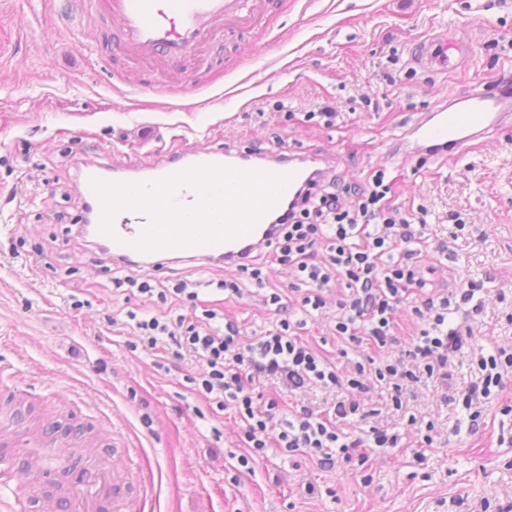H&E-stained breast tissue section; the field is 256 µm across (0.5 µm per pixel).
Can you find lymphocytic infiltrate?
<instances>
[{"label":"lymphocytic infiltrate","mask_w":512,"mask_h":512,"mask_svg":"<svg viewBox=\"0 0 512 512\" xmlns=\"http://www.w3.org/2000/svg\"><path fill=\"white\" fill-rule=\"evenodd\" d=\"M395 196L393 181L380 174L346 207L340 204L336 184L305 191L299 205L280 215L278 235L267 256L291 267L298 284L307 287L308 293L301 300L305 308H322L325 288L331 280H341L345 291L336 298L340 313L336 333L379 354V364L371 372L391 387L392 402L398 407L405 381L416 380L421 373L430 379H447L449 356L460 351L472 336L470 328L451 324L452 307L471 303L481 286L467 282L454 298L427 291L419 267L423 252L432 247L421 229L426 219L401 211ZM432 248L442 253L447 246L440 243ZM113 284L162 301L172 293L186 297L189 313L167 321L142 318L136 327L145 348L155 349L165 340L173 359L191 356L201 362L203 370L195 383L217 408L234 404L250 450L241 458V465L256 462L272 446L290 452L307 450L323 466L338 460L363 464L369 449L397 447V436L375 426L365 438L340 437L337 423L357 413L359 404L352 393L364 390L363 378L370 370L358 363L350 377H340L335 365L302 339L290 320H280L246 343L238 322L225 321L220 330L211 327L216 310L190 290L186 281H178L168 290L127 275L114 278ZM405 303L412 304L414 314L427 322L406 352L414 363L410 369L402 360L382 354L384 348L401 343L397 313ZM478 365L481 379L459 392L468 409L503 390V375L512 370V351L499 349L497 354L480 359ZM263 380L280 382L291 391L318 383L343 390L344 396L326 410L317 412L303 406L291 418L278 421L273 411L279 408V400L261 402L256 392L257 383Z\"/></svg>","instance_id":"1"}]
</instances>
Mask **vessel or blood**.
Returning <instances> with one entry per match:
<instances>
[{"instance_id":"b4317fda","label":"vessel or blood","mask_w":512,"mask_h":512,"mask_svg":"<svg viewBox=\"0 0 512 512\" xmlns=\"http://www.w3.org/2000/svg\"><path fill=\"white\" fill-rule=\"evenodd\" d=\"M112 23L120 48L130 56L182 62L194 56L218 26L247 28L264 18V0H110ZM512 125V95L474 92L423 113L395 146L401 154L427 152L456 156L468 142ZM321 174L305 158L279 155L273 164L245 151L237 161L222 152L177 153L148 170L134 164L107 169L85 166L81 195L87 217L105 253L113 260L153 269L169 255L198 261H223L230 268L254 259L275 238L271 217L287 210L302 183ZM135 211L140 224L120 223ZM15 447L37 451L42 478L73 465L60 440L39 446L0 418V437ZM110 483L97 465L85 467L68 493L70 512H98L109 498Z\"/></svg>"}]
</instances>
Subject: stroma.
<instances>
[{"instance_id": "obj_1", "label": "stroma", "mask_w": 512, "mask_h": 512, "mask_svg": "<svg viewBox=\"0 0 512 512\" xmlns=\"http://www.w3.org/2000/svg\"><path fill=\"white\" fill-rule=\"evenodd\" d=\"M67 13L64 0H0V370L20 389L0 406L12 421L30 432L49 417L58 436L92 440L93 458L125 473L116 489L132 512H512V375L479 419L443 400L479 378L480 357L512 348V128L453 162L390 150L417 113L512 77V0H270L271 25L222 33L179 65L126 56L107 14L82 27ZM444 36L460 51L422 62L424 44ZM324 106L334 126L316 118ZM192 147L313 155L347 187L381 171L398 204L426 209V237L448 245L424 264L433 288L482 286L481 313L452 316L474 337L450 357L447 383L422 379L398 411L369 380L364 416L339 424L351 435L433 423L424 461L411 447L377 448L365 465L324 468L270 448L244 468L240 418L192 384L199 362L167 371L162 350L140 347L128 312L182 308L114 293L111 257L80 233L79 173L90 162L149 168ZM120 271L196 284L223 313L214 327L235 319L247 339L282 319L271 293L297 297L278 264L229 299L209 286L233 276L218 264ZM294 318L340 373L364 359L337 336L334 305Z\"/></svg>"}]
</instances>
